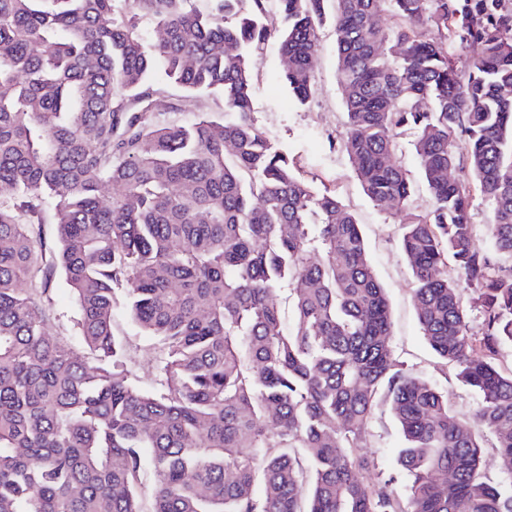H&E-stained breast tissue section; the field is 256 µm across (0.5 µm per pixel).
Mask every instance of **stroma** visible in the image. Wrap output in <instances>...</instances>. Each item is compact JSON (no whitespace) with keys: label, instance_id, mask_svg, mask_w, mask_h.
I'll use <instances>...</instances> for the list:
<instances>
[{"label":"stroma","instance_id":"obj_1","mask_svg":"<svg viewBox=\"0 0 512 512\" xmlns=\"http://www.w3.org/2000/svg\"><path fill=\"white\" fill-rule=\"evenodd\" d=\"M336 66L334 25L328 20L319 29V47L312 63L314 97L308 104H299L283 78L280 43L269 39L251 60L253 120L277 149L297 162L315 191L335 192L354 214L375 273L386 291L392 322L391 345L396 358L405 368L447 392L459 417L470 421L478 397L457 381L453 368L442 365L425 343L414 309L411 271L399 247L402 224L408 214L424 211L426 194L417 192L405 210L382 209L364 195L342 148L346 127ZM41 302L47 311L50 334L74 338L78 311L61 277L53 278ZM113 329L129 343L127 364L132 374L147 373L154 363V340L144 336L120 308L114 312ZM364 437V453L370 461L366 478L373 482L399 475V450L405 441L388 404L378 406Z\"/></svg>","mask_w":512,"mask_h":512}]
</instances>
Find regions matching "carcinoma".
Here are the masks:
<instances>
[{"label":"carcinoma","instance_id":"obj_1","mask_svg":"<svg viewBox=\"0 0 512 512\" xmlns=\"http://www.w3.org/2000/svg\"><path fill=\"white\" fill-rule=\"evenodd\" d=\"M210 2L129 0L118 22L112 0H0V512H512V369L498 363L512 346V0H279L276 19L265 0ZM328 10L342 148L379 207L416 194L392 160L414 130L429 204L400 247L426 343L479 397L471 426L395 358L355 217L252 118L249 59L272 36L311 101ZM452 45L478 48L465 80ZM159 72L185 91L177 110L209 93L236 120L153 121ZM107 183L122 192L103 199ZM477 194L497 266L474 241ZM57 273L73 341L49 334L37 300ZM292 281L286 323L277 292ZM119 306L155 340L145 381L114 332ZM382 399L402 477L369 483L362 431ZM486 432L498 481L481 471Z\"/></svg>","mask_w":512,"mask_h":512}]
</instances>
